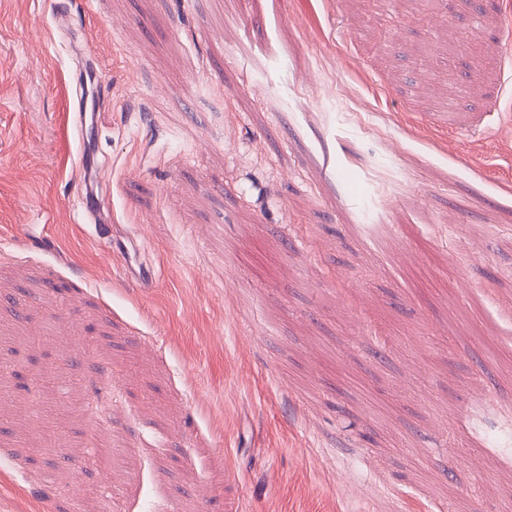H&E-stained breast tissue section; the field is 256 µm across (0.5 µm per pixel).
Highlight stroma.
Returning a JSON list of instances; mask_svg holds the SVG:
<instances>
[{"label": "stroma", "instance_id": "stroma-1", "mask_svg": "<svg viewBox=\"0 0 512 512\" xmlns=\"http://www.w3.org/2000/svg\"><path fill=\"white\" fill-rule=\"evenodd\" d=\"M1 361L0 512H498L512 0H0ZM106 448H110L106 454H100L97 458L95 453L89 456V459L94 460V465L104 473L105 477L112 472V468L118 465L126 454L125 445L116 439L110 438Z\"/></svg>", "mask_w": 512, "mask_h": 512}]
</instances>
